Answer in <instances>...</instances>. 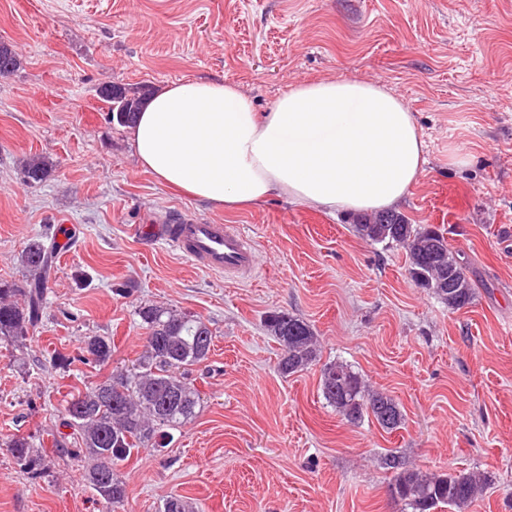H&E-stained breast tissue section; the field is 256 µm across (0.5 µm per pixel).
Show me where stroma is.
<instances>
[{
  "instance_id": "obj_1",
  "label": "stroma",
  "mask_w": 512,
  "mask_h": 512,
  "mask_svg": "<svg viewBox=\"0 0 512 512\" xmlns=\"http://www.w3.org/2000/svg\"><path fill=\"white\" fill-rule=\"evenodd\" d=\"M0 40L21 58L0 77V279L44 225L66 227L45 317L24 347L0 341V512H103L76 462L20 472L3 443L58 427L64 397L130 365L137 306L201 317L213 348L197 417L163 449L120 467L119 512H401L380 465L397 452L431 471L492 481L467 512H512V0H0ZM238 85L267 111L300 82H372L401 98L426 162L399 205L458 250L474 302L451 310L408 274L404 248L360 238L351 213L274 198L236 212L143 171L105 85ZM46 156L41 182L20 161ZM189 212L235 224L257 273L228 281L142 234ZM280 310L313 325L317 361L290 377L264 328ZM112 337V364L52 368L84 337ZM342 361L399 402L403 428L342 420L320 389Z\"/></svg>"
}]
</instances>
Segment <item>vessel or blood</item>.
<instances>
[{
  "mask_svg": "<svg viewBox=\"0 0 512 512\" xmlns=\"http://www.w3.org/2000/svg\"><path fill=\"white\" fill-rule=\"evenodd\" d=\"M160 240L203 269L243 279L257 269V254L249 240L231 224H211L192 215L156 227Z\"/></svg>",
  "mask_w": 512,
  "mask_h": 512,
  "instance_id": "vessel-or-blood-1",
  "label": "vessel or blood"
}]
</instances>
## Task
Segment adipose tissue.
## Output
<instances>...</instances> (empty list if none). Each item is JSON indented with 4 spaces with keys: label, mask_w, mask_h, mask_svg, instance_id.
Segmentation results:
<instances>
[{
    "label": "adipose tissue",
    "mask_w": 512,
    "mask_h": 512,
    "mask_svg": "<svg viewBox=\"0 0 512 512\" xmlns=\"http://www.w3.org/2000/svg\"><path fill=\"white\" fill-rule=\"evenodd\" d=\"M162 183L229 211L272 197L333 212L397 207L416 184L424 142L404 102L367 82H302L268 111L237 86L159 89L130 129Z\"/></svg>",
    "instance_id": "adipose-tissue-1"
}]
</instances>
